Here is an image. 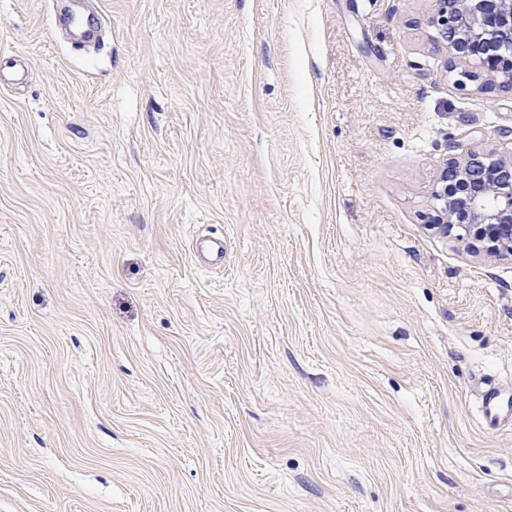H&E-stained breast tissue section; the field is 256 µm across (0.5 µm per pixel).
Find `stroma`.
I'll return each instance as SVG.
<instances>
[{
    "mask_svg": "<svg viewBox=\"0 0 512 512\" xmlns=\"http://www.w3.org/2000/svg\"><path fill=\"white\" fill-rule=\"evenodd\" d=\"M432 11L0 0V512H512V257L433 196L512 91ZM482 408L488 426L498 425L501 420L512 417L510 399H505L503 393L496 387L484 391Z\"/></svg>",
    "mask_w": 512,
    "mask_h": 512,
    "instance_id": "1",
    "label": "stroma"
}]
</instances>
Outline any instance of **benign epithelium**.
Masks as SVG:
<instances>
[{"mask_svg":"<svg viewBox=\"0 0 512 512\" xmlns=\"http://www.w3.org/2000/svg\"><path fill=\"white\" fill-rule=\"evenodd\" d=\"M428 20L446 43L448 58L472 66L467 79L481 78V68L497 63L493 78L512 91V0H434ZM436 191L448 224L458 237L482 224L489 250L512 255V161L497 159L474 146H451L445 176Z\"/></svg>","mask_w":512,"mask_h":512,"instance_id":"1","label":"benign epithelium"}]
</instances>
